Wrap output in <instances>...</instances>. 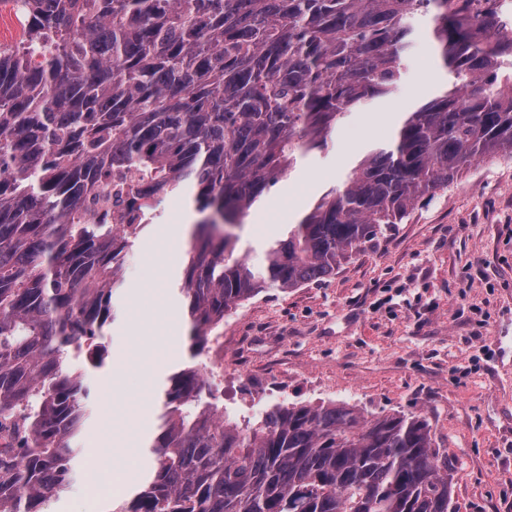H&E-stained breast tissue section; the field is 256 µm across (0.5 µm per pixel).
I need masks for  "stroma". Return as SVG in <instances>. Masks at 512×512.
Instances as JSON below:
<instances>
[{
    "label": "stroma",
    "instance_id": "35a3bbf8",
    "mask_svg": "<svg viewBox=\"0 0 512 512\" xmlns=\"http://www.w3.org/2000/svg\"><path fill=\"white\" fill-rule=\"evenodd\" d=\"M413 27L416 49L399 91L348 112L326 146L300 156L259 197L234 229L237 257L261 264L326 192L392 138L397 124L388 112L413 111L444 91L432 22L419 17ZM192 204L188 194L169 195L133 241L113 294L103 366L70 362L91 387V414L77 479L46 512H112L130 496L144 466L127 459L111 432L141 415L155 438L163 390L152 387L151 370L162 367L169 377L206 362L190 352L182 280L167 275L187 267L192 237L170 228ZM281 389L291 403L344 402L425 418L452 463L454 512H512V158L477 159L325 281L268 288L229 309L225 411L259 414ZM97 480L117 482V492L90 497Z\"/></svg>",
    "mask_w": 512,
    "mask_h": 512
}]
</instances>
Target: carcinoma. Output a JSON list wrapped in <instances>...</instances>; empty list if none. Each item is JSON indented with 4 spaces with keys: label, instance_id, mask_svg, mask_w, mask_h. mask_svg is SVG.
Masks as SVG:
<instances>
[{
    "label": "carcinoma",
    "instance_id": "obj_1",
    "mask_svg": "<svg viewBox=\"0 0 512 512\" xmlns=\"http://www.w3.org/2000/svg\"><path fill=\"white\" fill-rule=\"evenodd\" d=\"M0 46V512H43L73 480L89 388L129 247L189 182L207 214L181 292L193 356L224 312L319 283L480 157H512V0H20ZM430 16L449 88L254 266L220 233L396 92ZM152 469L114 512H453L448 456L420 416L288 403L224 416L191 367L171 378Z\"/></svg>",
    "mask_w": 512,
    "mask_h": 512
}]
</instances>
